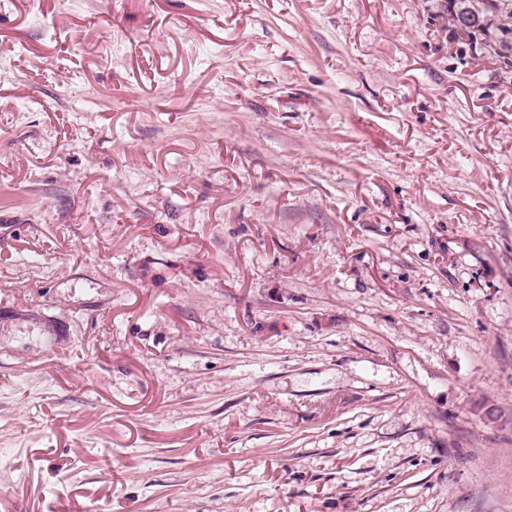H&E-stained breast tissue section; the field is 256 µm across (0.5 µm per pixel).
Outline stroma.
<instances>
[{
    "instance_id": "1",
    "label": "stroma",
    "mask_w": 512,
    "mask_h": 512,
    "mask_svg": "<svg viewBox=\"0 0 512 512\" xmlns=\"http://www.w3.org/2000/svg\"><path fill=\"white\" fill-rule=\"evenodd\" d=\"M451 0H0V512H512V32Z\"/></svg>"
}]
</instances>
